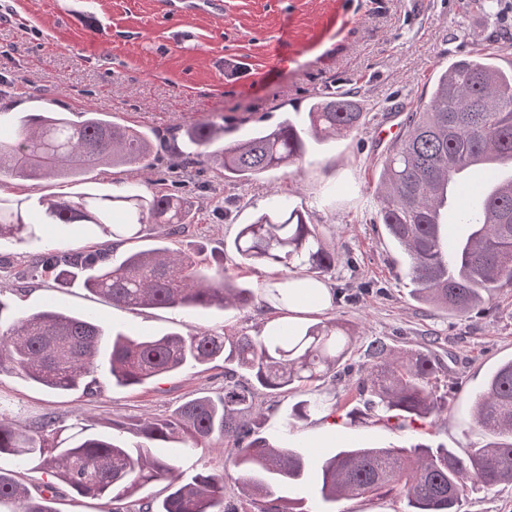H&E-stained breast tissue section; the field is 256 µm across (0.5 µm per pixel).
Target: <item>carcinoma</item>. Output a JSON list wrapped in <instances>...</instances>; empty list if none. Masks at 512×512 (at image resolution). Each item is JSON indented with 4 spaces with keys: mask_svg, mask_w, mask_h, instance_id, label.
Returning <instances> with one entry per match:
<instances>
[{
    "mask_svg": "<svg viewBox=\"0 0 512 512\" xmlns=\"http://www.w3.org/2000/svg\"><path fill=\"white\" fill-rule=\"evenodd\" d=\"M307 117L318 140L359 126L362 113L350 96L330 94L309 101ZM18 127L0 124V177L29 183L31 194L0 198V238L40 240L41 224H77L123 242L150 235L153 245L113 256V244L94 251H46L44 273L61 287L77 286L130 308L195 311L243 308L253 289L224 275V259L205 263L165 242L194 223L188 200L174 193L120 196L85 194L77 199L34 197L49 178L78 179L98 168H133L153 153V137L111 120L108 112H65L17 117ZM407 132L386 152L377 195V223L408 258L410 296L450 316H464L512 288V175L496 180L498 167H512V71L475 50L437 75L425 108L406 118ZM185 137L203 161L224 177L249 182L303 159L308 143L288 118L272 128L224 143V124L207 121ZM473 160L495 161V184L479 193L482 214H462L464 237H448L437 219L439 189ZM121 211L123 224L111 216ZM248 266L291 273L310 289L336 270V249L324 243L309 218L284 202H273L248 224L238 225L229 243ZM271 300L288 304L285 280L267 288ZM353 333L336 319L284 325L274 335H218L208 329L133 337L101 325L91 313L67 314L49 305L18 313L0 300V372H18L56 393L87 390L86 378L106 371L112 383L131 387L182 371L224 362V390L186 401L168 416L138 420L128 444L119 434L87 427L60 438L56 419L22 427L0 411V455L32 464L51 480L31 490L0 470V512H55L58 485L85 498H107L112 512H309L308 487L331 503L345 496L402 495L412 512H461L469 496L512 484V358L491 374L473 405L474 424L491 440L459 454L451 448H342L314 464L300 451L262 435L264 400L279 398L341 376ZM372 361L357 383L367 417L397 418L406 425L433 419L448 405L438 394L441 368L427 350L396 351L372 346ZM329 400L310 396L287 412L286 424L306 422L328 409ZM218 444L234 449L233 473L200 472L187 480L177 473L178 444ZM162 446L169 455L152 449ZM239 484L241 498L225 495L226 482ZM165 481L158 500L134 499L145 484Z\"/></svg>",
    "mask_w": 512,
    "mask_h": 512,
    "instance_id": "1",
    "label": "carcinoma"
}]
</instances>
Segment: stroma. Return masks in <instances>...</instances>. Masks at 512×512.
Segmentation results:
<instances>
[{"label": "stroma", "instance_id": "stroma-1", "mask_svg": "<svg viewBox=\"0 0 512 512\" xmlns=\"http://www.w3.org/2000/svg\"><path fill=\"white\" fill-rule=\"evenodd\" d=\"M223 0L222 14L166 13L162 0H0V113L109 112L115 121L155 132L146 166L101 168L73 182H42L39 194L76 198L84 193L123 195L168 191L188 198L196 222L170 241L175 250L223 256L227 276L255 292L251 305L202 314L178 308L132 310L80 288H60L34 272L40 247L94 249L81 227L48 224L41 243L0 240V299L21 312L53 305L71 313L93 312L104 325L138 335L183 333L199 327L229 335L268 334L288 313L270 302L275 270L249 267L225 245L270 200L305 211L320 237L335 247V274L325 277L332 301L320 319L336 318L355 331L348 355L352 369L336 384L334 423L319 419L284 430L296 395L281 398L267 414L270 441L288 439L302 453L327 457L341 448L370 446L451 448L484 444L473 426L475 395L489 373L512 357V289L467 317L419 303L402 250L374 223L376 186L390 140L380 127L406 132V117L427 102L431 81L450 61L476 46L497 61L512 58V0ZM352 92L366 114L363 126L313 145L288 173L271 172L250 182L225 178L205 163L185 165L183 140L191 125L224 120L231 141L272 127L284 116L305 124L312 97ZM315 316L302 315V322ZM400 350L428 347L444 370L440 384L456 380L448 410L419 428L384 422L365 425L349 413L362 408L360 366L373 342ZM224 384L220 363L188 367L164 379L120 387L97 374L93 393L47 392L26 378L0 373V409L29 426L51 415L69 433L84 425L112 433L147 416H163L183 402ZM311 512H407L401 496L342 498L322 506L309 496Z\"/></svg>", "mask_w": 512, "mask_h": 512}]
</instances>
